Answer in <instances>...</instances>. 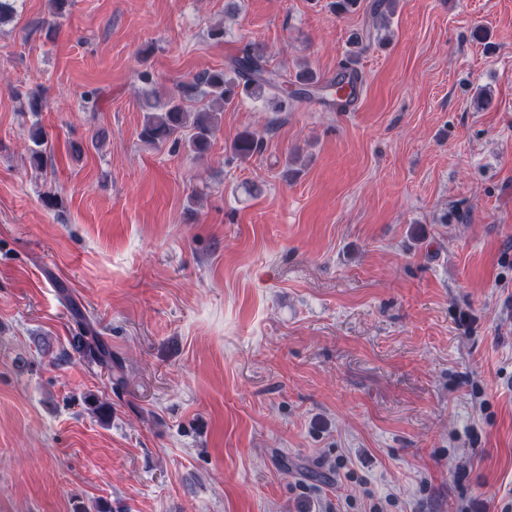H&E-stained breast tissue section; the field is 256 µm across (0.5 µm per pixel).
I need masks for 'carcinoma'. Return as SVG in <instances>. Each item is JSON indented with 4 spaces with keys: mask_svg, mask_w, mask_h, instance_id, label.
I'll list each match as a JSON object with an SVG mask.
<instances>
[{
    "mask_svg": "<svg viewBox=\"0 0 512 512\" xmlns=\"http://www.w3.org/2000/svg\"><path fill=\"white\" fill-rule=\"evenodd\" d=\"M396 0H378L371 14L365 37L372 39L379 29L378 22L387 13H394ZM341 83L323 81L312 70L304 68L288 77L268 66L263 50L253 44L243 47L241 54L234 56L221 69L196 74L182 80L176 90L165 99H159L154 90H145L143 127L140 138L143 142L158 146L169 143L173 147L185 142L196 154L202 156L210 148L214 125L218 113L236 100L247 98L260 102L269 112H283L303 98L322 99ZM197 101L201 107L189 117L185 102ZM46 134L41 127L30 130L29 139L32 161L39 166L48 165L42 145ZM262 141L252 133H242L231 143L232 155L248 159L261 151ZM83 335L74 337L73 348L100 363L112 368V351L102 340L93 325L82 319Z\"/></svg>",
    "mask_w": 512,
    "mask_h": 512,
    "instance_id": "obj_1",
    "label": "carcinoma"
}]
</instances>
